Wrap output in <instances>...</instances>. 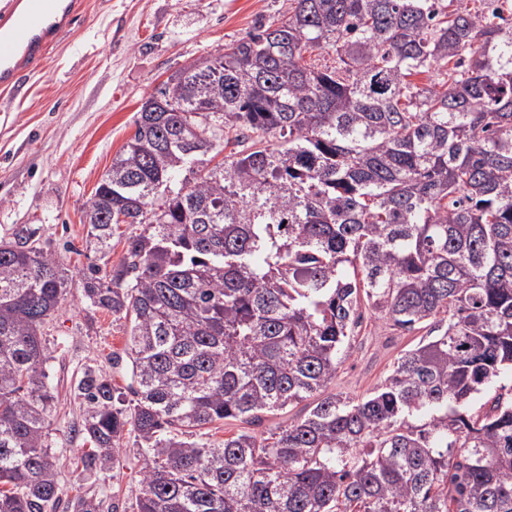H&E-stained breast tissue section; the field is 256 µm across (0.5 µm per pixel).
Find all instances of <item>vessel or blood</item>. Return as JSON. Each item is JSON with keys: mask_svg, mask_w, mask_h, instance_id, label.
Wrapping results in <instances>:
<instances>
[{"mask_svg": "<svg viewBox=\"0 0 512 512\" xmlns=\"http://www.w3.org/2000/svg\"><path fill=\"white\" fill-rule=\"evenodd\" d=\"M81 0H8L0 8V89L41 67L47 49L77 16Z\"/></svg>", "mask_w": 512, "mask_h": 512, "instance_id": "b4317fda", "label": "vessel or blood"}]
</instances>
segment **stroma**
Listing matches in <instances>:
<instances>
[{
	"label": "stroma",
	"mask_w": 512,
	"mask_h": 512,
	"mask_svg": "<svg viewBox=\"0 0 512 512\" xmlns=\"http://www.w3.org/2000/svg\"><path fill=\"white\" fill-rule=\"evenodd\" d=\"M286 0H84L81 17L15 93H0V239L22 226L80 275L100 255L87 241L85 204L134 135L144 100L189 63L223 53L259 23L280 19ZM423 330L406 332L363 310L331 391L361 399L381 385ZM56 393L48 443L59 459L61 499L94 497L102 512H133L141 460L125 437L106 481L85 479L83 441L73 431L82 407L70 385L84 366L109 370L126 386L127 324L91 312L79 292L44 329Z\"/></svg>",
	"instance_id": "obj_1"
}]
</instances>
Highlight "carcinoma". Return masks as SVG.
Returning a JSON list of instances; mask_svg holds the SVG:
<instances>
[{
	"mask_svg": "<svg viewBox=\"0 0 512 512\" xmlns=\"http://www.w3.org/2000/svg\"><path fill=\"white\" fill-rule=\"evenodd\" d=\"M135 125L85 210L102 259L131 231L80 280L130 368L76 383L84 476L132 433L136 512H512V401L471 412L512 380V0H289ZM72 283L0 240V512L60 502L43 330ZM363 301L428 334L353 400L328 388Z\"/></svg>",
	"mask_w": 512,
	"mask_h": 512,
	"instance_id": "obj_1",
	"label": "carcinoma"
}]
</instances>
